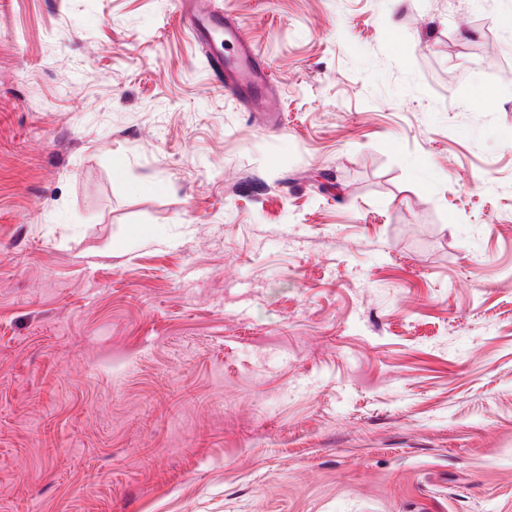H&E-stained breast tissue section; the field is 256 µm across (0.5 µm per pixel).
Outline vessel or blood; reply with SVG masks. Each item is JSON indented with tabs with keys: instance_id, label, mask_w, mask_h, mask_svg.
<instances>
[{
	"instance_id": "obj_1",
	"label": "vessel or blood",
	"mask_w": 512,
	"mask_h": 512,
	"mask_svg": "<svg viewBox=\"0 0 512 512\" xmlns=\"http://www.w3.org/2000/svg\"><path fill=\"white\" fill-rule=\"evenodd\" d=\"M182 9L196 40L212 48V58L221 70L225 93L242 101L249 109L273 111L266 65L241 27L210 10L205 0H185Z\"/></svg>"
}]
</instances>
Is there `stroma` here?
Wrapping results in <instances>:
<instances>
[{
  "instance_id": "1",
  "label": "stroma",
  "mask_w": 512,
  "mask_h": 512,
  "mask_svg": "<svg viewBox=\"0 0 512 512\" xmlns=\"http://www.w3.org/2000/svg\"><path fill=\"white\" fill-rule=\"evenodd\" d=\"M0 0V512H512V0ZM178 3L196 40L215 49L210 56L221 70L224 92L250 110L277 112L267 85L266 65L242 28L210 10L205 0Z\"/></svg>"
}]
</instances>
